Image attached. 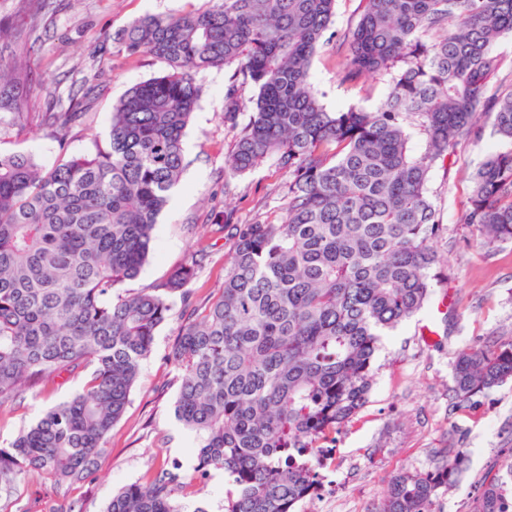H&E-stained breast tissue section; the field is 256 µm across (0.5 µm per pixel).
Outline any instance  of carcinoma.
Segmentation results:
<instances>
[{"label":"carcinoma","mask_w":512,"mask_h":512,"mask_svg":"<svg viewBox=\"0 0 512 512\" xmlns=\"http://www.w3.org/2000/svg\"><path fill=\"white\" fill-rule=\"evenodd\" d=\"M206 2L124 30L127 56L150 54L170 72L128 90L106 142L50 168L0 155V407L90 371L81 392L0 448V490L35 473L56 487L89 477L177 297L190 314L172 346L175 415L195 434V471H224V512H291L313 486L318 449L368 402L381 337L431 300L444 227L430 173L481 137L479 109L502 147L472 174L464 223L482 246L512 240V89L488 93L512 0H362L342 79L388 83L374 112L332 111L311 87L335 0ZM233 65L258 96L224 173L275 159L291 176L281 220L232 228L224 288L205 303L188 289L194 256L164 282L122 294L183 173L182 139L202 95L195 73ZM32 82L17 69L0 112L24 115ZM91 99L88 87L46 113L59 142ZM242 107L229 85L224 115ZM510 380L512 338L474 346L453 362L454 404ZM464 470L448 447L435 468L396 476L380 512H437ZM185 486L175 464L122 487L106 512H183ZM472 512H504L499 479L481 485Z\"/></svg>","instance_id":"cac0c4a2"}]
</instances>
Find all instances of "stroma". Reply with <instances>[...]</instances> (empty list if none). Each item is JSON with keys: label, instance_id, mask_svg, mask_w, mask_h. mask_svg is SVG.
Segmentation results:
<instances>
[{"label": "stroma", "instance_id": "stroma-1", "mask_svg": "<svg viewBox=\"0 0 512 512\" xmlns=\"http://www.w3.org/2000/svg\"><path fill=\"white\" fill-rule=\"evenodd\" d=\"M205 0H0V20L12 23L17 40L0 42V67L16 63L33 72L29 113L24 120L0 115V154L29 153L44 165L87 151L94 139H107L113 106L133 85L166 73L167 66L144 54L127 57L117 35L146 16H175L202 7ZM362 0H336L335 15L311 66V84L332 110L351 106L373 110L388 93L386 81L370 76L341 79L350 37ZM233 68L199 71L203 93L183 139L181 182L155 226L152 251L140 275L124 284L137 292L165 280L177 267L206 249L190 284L195 299L218 294L224 286L231 242L229 224L280 218L288 174L274 160L225 179L224 162L234 148L233 124L224 117V93ZM96 95L66 141H57L43 120L50 102L67 101L83 83ZM480 139L457 147L449 169H433V200L445 228L435 246L444 260L445 280L430 303L383 338L375 354L369 401L333 440L336 494L322 502H301L296 512H380L391 479L402 472L430 470L443 448L455 443L466 455V469L437 504L439 512H470L481 478L503 472L512 454V382L479 396L469 407L453 405L455 357L480 342L512 338V241L477 246L464 224L470 180L485 156L501 142L491 115H481ZM183 321L174 303L159 327L152 352L122 419L108 436L107 451L84 482L60 489L39 477L23 479L10 498L0 497V512H103L121 487L146 482L171 462L194 478L181 502L224 512L228 483L223 471L195 474L191 453L195 436L174 414L180 371L171 357ZM86 374L62 376L22 393L0 408V447L48 408L81 392Z\"/></svg>", "mask_w": 512, "mask_h": 512}]
</instances>
